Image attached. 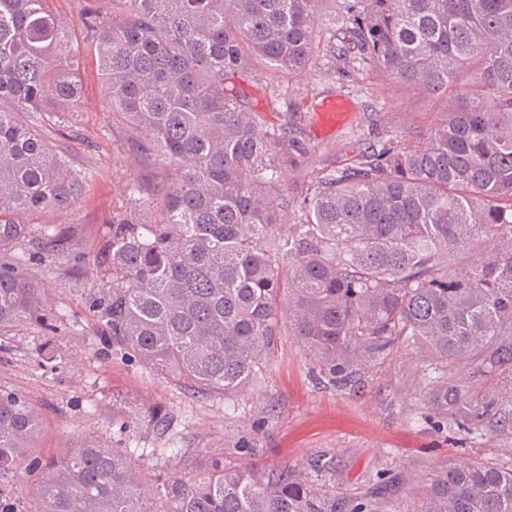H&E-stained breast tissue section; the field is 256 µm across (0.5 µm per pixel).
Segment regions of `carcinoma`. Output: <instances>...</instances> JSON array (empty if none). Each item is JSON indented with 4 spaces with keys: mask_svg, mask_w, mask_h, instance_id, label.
<instances>
[{
    "mask_svg": "<svg viewBox=\"0 0 512 512\" xmlns=\"http://www.w3.org/2000/svg\"><path fill=\"white\" fill-rule=\"evenodd\" d=\"M48 0H0V253L26 237V216L64 209L91 173L46 140L29 114L77 102L78 50ZM330 0H112L82 19L102 100L134 135L162 184L129 196L155 210L112 226V339L151 369L213 396L245 392L271 360L281 305L288 333L343 385L397 344L435 362V414L471 434L512 427V0H342L335 59L438 102L409 145L390 137L324 169L299 220L281 223L286 172L309 142L267 124L244 88L301 73L320 53ZM52 328L45 289L0 263V336ZM476 378L448 381L446 370ZM39 414L0 388V478L35 482L27 512H336L294 471L174 474L147 487L126 452L80 445L39 455ZM349 512H392L379 477ZM413 512H512V467L449 463L421 479Z\"/></svg>",
    "mask_w": 512,
    "mask_h": 512,
    "instance_id": "1",
    "label": "carcinoma"
}]
</instances>
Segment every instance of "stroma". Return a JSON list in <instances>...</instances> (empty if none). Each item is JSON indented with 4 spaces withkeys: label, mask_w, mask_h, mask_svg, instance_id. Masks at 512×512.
<instances>
[{
    "label": "stroma",
    "mask_w": 512,
    "mask_h": 512,
    "mask_svg": "<svg viewBox=\"0 0 512 512\" xmlns=\"http://www.w3.org/2000/svg\"><path fill=\"white\" fill-rule=\"evenodd\" d=\"M92 4L51 0L80 51L75 73L81 96L73 111L45 117L44 124L53 148L94 176L71 208L28 217V235L16 249L23 273L46 288L55 327L0 336V385L37 406L43 454L102 444L141 457L157 479L205 471L215 457L228 468H295L308 473L318 494L342 502L365 495L385 472L405 480L398 512L414 506L412 477L448 461L468 457L511 466V431L488 426L461 435L434 415L424 363L409 347L397 345L376 356L339 389L301 342L284 333L257 384L223 398L194 393L113 343L100 306L111 278L107 241L114 224L151 216L131 200L127 183L161 182L165 169L144 167L127 129L113 124L103 108L96 54L81 21ZM320 36L323 51L302 74L280 78L274 91L263 78L246 90L251 107L269 124H291L312 145L309 163L282 181L279 203L288 225L297 222L305 190L321 169L343 166L356 147L402 134L406 124L429 127L436 109L394 82L339 70L330 28L321 27ZM330 96L348 98L352 112L325 132L317 107ZM43 224L60 225L63 239H46L39 230ZM45 347L54 350L53 359L41 356ZM177 448L189 449V456L175 457Z\"/></svg>",
    "instance_id": "stroma-1"
}]
</instances>
